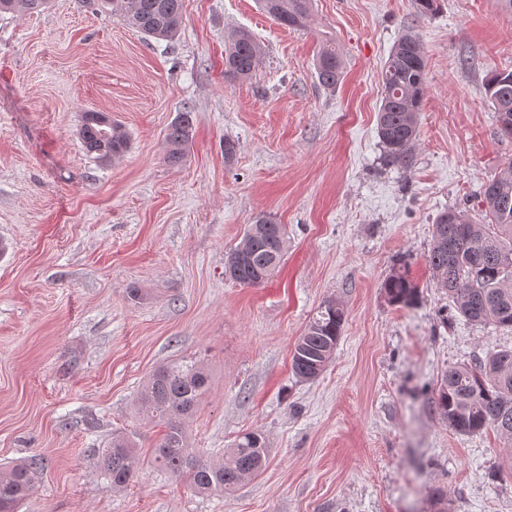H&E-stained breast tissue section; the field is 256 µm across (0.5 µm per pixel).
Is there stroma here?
Wrapping results in <instances>:
<instances>
[{"instance_id":"stroma-1","label":"stroma","mask_w":512,"mask_h":512,"mask_svg":"<svg viewBox=\"0 0 512 512\" xmlns=\"http://www.w3.org/2000/svg\"><path fill=\"white\" fill-rule=\"evenodd\" d=\"M182 13L170 42L95 0L0 14V467L44 461L19 512H434L437 488L448 512H512V479L496 474L512 441L457 434L434 403L448 367L512 349V332L448 316L427 262L437 215L486 223L481 187L512 161L484 88L512 71V16L498 0H439L428 16L415 0H312L292 30L257 0H183ZM239 30L264 52L228 82ZM409 31L426 92L403 169L383 161L377 113L381 68ZM325 40L343 61L330 91L314 68ZM94 111L126 131L123 157L87 156ZM185 111L192 138L173 167L165 133ZM262 213L285 225L288 253L247 287L224 260ZM398 270L414 306L386 297ZM328 300L347 311L335 354L298 380L294 343ZM182 361L211 379L192 448L216 461L242 433L266 440L265 468L233 492L194 494L150 460L162 428L138 393ZM116 434L142 465L112 490L97 459Z\"/></svg>"}]
</instances>
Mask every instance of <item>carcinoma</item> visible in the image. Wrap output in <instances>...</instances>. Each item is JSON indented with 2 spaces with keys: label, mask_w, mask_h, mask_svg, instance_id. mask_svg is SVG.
Listing matches in <instances>:
<instances>
[{
  "label": "carcinoma",
  "mask_w": 512,
  "mask_h": 512,
  "mask_svg": "<svg viewBox=\"0 0 512 512\" xmlns=\"http://www.w3.org/2000/svg\"><path fill=\"white\" fill-rule=\"evenodd\" d=\"M129 27L156 40L174 39L182 24V0H105ZM49 0H0V12H35ZM262 9L278 24L303 28L311 0H260ZM262 56V47L248 32L238 31L225 47L224 78L249 79ZM426 59L418 39L403 35L392 48L381 71L383 96L377 132L388 165H412L419 141V107L425 94ZM318 82L336 88L342 76L340 52L332 42L320 45L314 60ZM485 91L498 123V133L512 139V71H490ZM192 135V118L183 112L166 134L165 162L180 165ZM80 138L86 154L104 163L122 156L128 136L116 124L104 125L99 113L87 112ZM488 224H474L462 211L447 210L433 224L427 257L437 284L448 292L459 316L468 322L512 331V162L483 188ZM243 264L232 267L239 248L225 259L228 276L241 285L267 282L280 267L287 248L284 227L260 215L247 226ZM390 303L409 307L417 288L401 272L384 283ZM346 319L342 304L321 305L294 344L291 368L295 377L313 380L326 369ZM210 376L200 364L175 363L155 369L143 384L138 405L142 416L164 428L153 451L157 467L185 477L201 495L224 493L257 474L265 465L268 448L257 433L237 437L233 448L210 461L189 448L186 421L195 413L209 388ZM437 410L452 431L471 435L488 428L512 440V350L490 352L484 358L448 368L435 400ZM42 458L35 455L0 469V512H18L33 493ZM140 458L127 437L116 435L101 450L97 469L111 488L125 486L138 472Z\"/></svg>",
  "instance_id": "cac0c4a2"
}]
</instances>
